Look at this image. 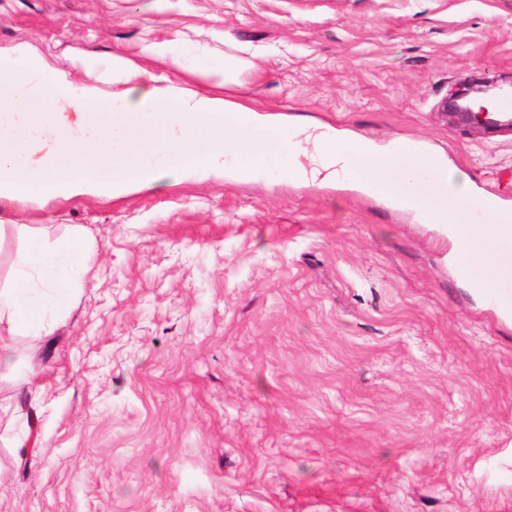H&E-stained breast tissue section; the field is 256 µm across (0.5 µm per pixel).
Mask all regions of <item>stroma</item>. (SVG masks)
Masks as SVG:
<instances>
[{"label": "stroma", "mask_w": 512, "mask_h": 512, "mask_svg": "<svg viewBox=\"0 0 512 512\" xmlns=\"http://www.w3.org/2000/svg\"><path fill=\"white\" fill-rule=\"evenodd\" d=\"M241 60L224 84L279 122L440 157L447 189L512 209V134L464 129L451 82L512 73V0H0V48ZM187 174L118 197L0 199L95 250L66 313L0 366V512H512V316L442 225L282 174ZM410 190L447 204L420 170Z\"/></svg>", "instance_id": "obj_1"}]
</instances>
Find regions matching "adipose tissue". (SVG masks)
<instances>
[{"label":"adipose tissue","instance_id":"obj_1","mask_svg":"<svg viewBox=\"0 0 512 512\" xmlns=\"http://www.w3.org/2000/svg\"><path fill=\"white\" fill-rule=\"evenodd\" d=\"M154 61L231 79L236 63L186 62L167 44L143 49ZM96 65L81 52L65 66H52L28 44L0 52V198L119 195L186 172L212 173L224 167V146L240 159V176L252 174L258 149L247 134L262 124L256 109L189 86L155 87V75L136 61L113 56L112 88L74 83L73 71ZM284 171L294 180L314 182L353 173L355 183L375 193L399 172L397 157L413 154L402 145L382 155L373 142L341 141L315 127L299 125L284 136ZM483 209V235L453 224L451 212L436 211L434 223L448 225L453 257L464 265L490 264L501 279L512 278V215L495 200ZM25 247L17 258L11 286L0 289V365L16 354L15 339L40 335L51 316L63 313L77 289L83 261L94 243L81 230L48 244L28 225H20ZM500 242L487 248L485 238Z\"/></svg>","mask_w":512,"mask_h":512}]
</instances>
